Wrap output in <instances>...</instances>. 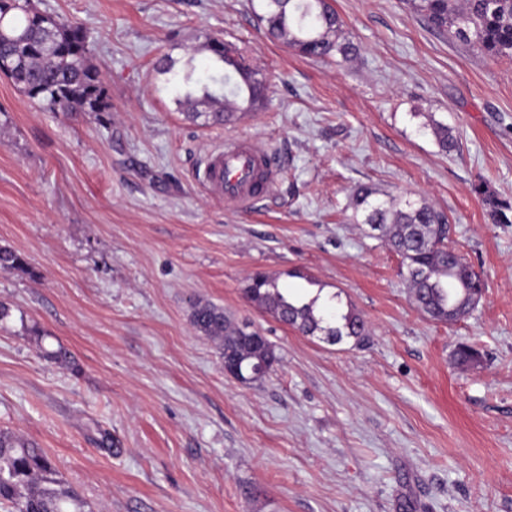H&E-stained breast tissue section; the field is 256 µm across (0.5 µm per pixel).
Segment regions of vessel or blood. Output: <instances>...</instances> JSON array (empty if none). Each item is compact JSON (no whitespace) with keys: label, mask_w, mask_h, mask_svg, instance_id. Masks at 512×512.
<instances>
[{"label":"vessel or blood","mask_w":512,"mask_h":512,"mask_svg":"<svg viewBox=\"0 0 512 512\" xmlns=\"http://www.w3.org/2000/svg\"><path fill=\"white\" fill-rule=\"evenodd\" d=\"M280 172L278 160L250 140L232 138L213 148L201 161L197 177L225 205L248 211L269 193Z\"/></svg>","instance_id":"1"}]
</instances>
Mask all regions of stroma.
<instances>
[{
    "mask_svg": "<svg viewBox=\"0 0 512 512\" xmlns=\"http://www.w3.org/2000/svg\"><path fill=\"white\" fill-rule=\"evenodd\" d=\"M360 51L314 60L265 33L249 0H37L84 24L112 102L53 112L0 76V430L34 441L88 512H512V60L437 30L410 0H329ZM267 79L263 109L185 119L155 70L207 78L208 38ZM452 128L442 153L426 124ZM246 138L285 160L248 213L194 179ZM426 200L485 294L452 323L421 313L401 259L356 223L351 191ZM256 272L355 309L362 341L329 344L242 296ZM223 307L281 356L224 371L190 324ZM480 361L460 365V344ZM66 347L60 365L46 354ZM475 190L480 195H483L484 201L490 209V215L496 224H512V205L500 201L487 189L483 184L475 186ZM511 212V215H508Z\"/></svg>",
    "mask_w": 512,
    "mask_h": 512,
    "instance_id": "35a3bbf8",
    "label": "stroma"
}]
</instances>
